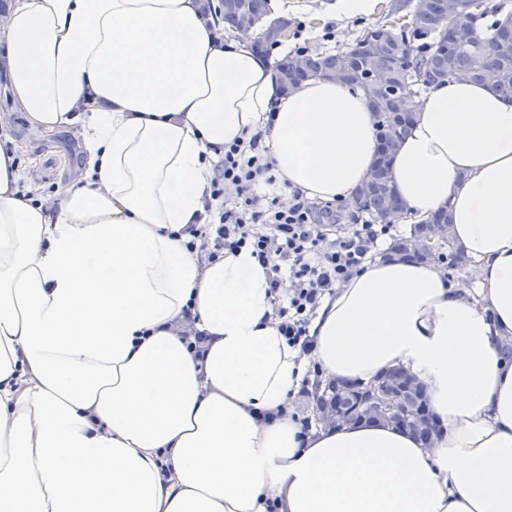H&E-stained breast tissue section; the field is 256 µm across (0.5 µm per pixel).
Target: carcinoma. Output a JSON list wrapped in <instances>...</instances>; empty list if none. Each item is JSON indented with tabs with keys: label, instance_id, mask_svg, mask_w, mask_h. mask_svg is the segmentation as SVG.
Instances as JSON below:
<instances>
[{
	"label": "carcinoma",
	"instance_id": "obj_1",
	"mask_svg": "<svg viewBox=\"0 0 512 512\" xmlns=\"http://www.w3.org/2000/svg\"><path fill=\"white\" fill-rule=\"evenodd\" d=\"M457 1L464 5L465 15L477 28L474 43L465 48H453L455 64L468 71L469 79L476 83H488L506 97L512 98V23L505 7L498 5L495 13L501 18L489 26H482V20L489 13L486 0H428V8L412 16L411 21L403 23L400 37L378 40L376 36L383 32L389 22L364 29L355 40V45L369 44L373 57V66L380 71L393 73L391 84L379 87L366 67L358 65L352 69L349 84L361 88L365 94L368 108L376 118L378 138L389 135L400 143L407 135L414 120V112L408 114L392 113L391 96L404 95L418 97L420 91L435 82L445 81L448 74V43L451 29L448 28V5ZM270 0H219L224 23L232 26L241 14H249L262 22L267 17ZM421 41L418 46L415 41ZM490 47L495 52V66L498 76L492 78L482 62V53ZM303 59V68L296 66ZM337 55L325 54L299 57L286 55L276 65L281 84H298L310 78L322 77L329 67L336 64ZM363 195L359 213H366L375 222H382L384 215L394 209H403L396 193L390 166L372 169L367 179L358 188ZM449 222L448 211L440 208L417 224L410 225L409 231L398 236L390 246V252L404 251L410 241L427 233L434 224ZM411 376L404 370L389 369L374 378L377 390L381 394L399 392L404 396V404L397 420L382 419V422L412 434L422 446H427L434 435V428L421 423L418 415L427 406L426 395L422 390L410 386ZM364 384L359 382L333 381L325 384L331 401H337L346 414V422L363 420L359 409V395Z\"/></svg>",
	"mask_w": 512,
	"mask_h": 512
}]
</instances>
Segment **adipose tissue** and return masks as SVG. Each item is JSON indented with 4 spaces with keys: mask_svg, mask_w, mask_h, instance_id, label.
<instances>
[{
    "mask_svg": "<svg viewBox=\"0 0 512 512\" xmlns=\"http://www.w3.org/2000/svg\"><path fill=\"white\" fill-rule=\"evenodd\" d=\"M207 0H13L0 69L33 135L79 126L81 186L26 196L0 137V512H512V100L451 78L417 102L391 171L406 209H449L477 286L365 263L280 335L267 272L188 250L226 144L262 133L281 184L350 200L375 118L338 79L285 89ZM192 316L203 339L179 337ZM322 381L391 367L426 387L430 447L375 422L303 428Z\"/></svg>",
    "mask_w": 512,
    "mask_h": 512,
    "instance_id": "obj_1",
    "label": "adipose tissue"
}]
</instances>
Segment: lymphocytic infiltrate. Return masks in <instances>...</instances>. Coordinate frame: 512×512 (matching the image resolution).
Instances as JSON below:
<instances>
[{
    "instance_id": "lymphocytic-infiltrate-1",
    "label": "lymphocytic infiltrate",
    "mask_w": 512,
    "mask_h": 512,
    "mask_svg": "<svg viewBox=\"0 0 512 512\" xmlns=\"http://www.w3.org/2000/svg\"><path fill=\"white\" fill-rule=\"evenodd\" d=\"M274 164L259 136L226 146L213 169L208 210L218 221L194 229L188 249L216 258L250 247L265 267L274 295L277 326L288 345L310 353L309 325L324 300L359 271L389 225L361 223L345 237L324 233L320 210L293 192L288 205L259 195V184H275Z\"/></svg>"
}]
</instances>
